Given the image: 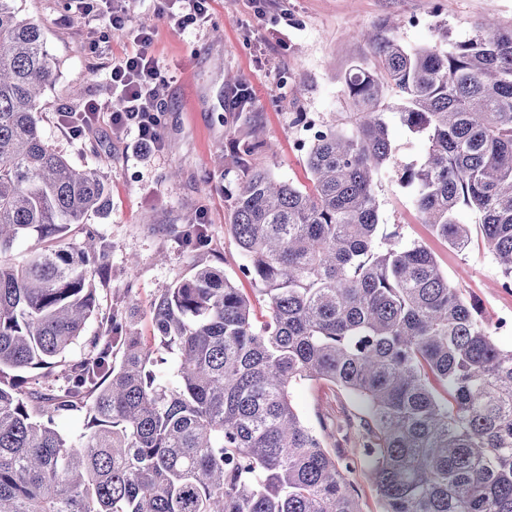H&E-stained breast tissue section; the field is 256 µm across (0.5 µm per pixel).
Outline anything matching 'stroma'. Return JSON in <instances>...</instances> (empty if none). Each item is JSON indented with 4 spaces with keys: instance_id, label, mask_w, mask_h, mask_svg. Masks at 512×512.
<instances>
[{
    "instance_id": "35a3bbf8",
    "label": "stroma",
    "mask_w": 512,
    "mask_h": 512,
    "mask_svg": "<svg viewBox=\"0 0 512 512\" xmlns=\"http://www.w3.org/2000/svg\"><path fill=\"white\" fill-rule=\"evenodd\" d=\"M67 0H16L23 15L42 21L58 76L42 99L43 138L69 163L102 172L109 206L86 223L75 225L74 241L94 233L111 243L110 269L97 277L99 312L109 313L136 300L140 335L152 334L151 306L162 293L188 278L196 267L212 266L251 294L257 314L266 307L254 283L243 276L246 263L230 230L236 190L252 171L310 188L306 167L308 124L324 126L347 118L345 76L356 64L374 66L376 58L360 33L400 20L398 36L408 47L434 43L439 29L452 42L471 38L484 20L512 27V0H213L212 20L175 31L156 17L157 0H126L132 28L151 18L156 31L152 52L164 81L160 99L165 109L159 150L139 152L133 130H113L109 68L113 56L130 50L125 37L111 35L108 16L97 23L109 33L103 54L90 52L83 19L66 8ZM265 12L257 21L256 12ZM233 74L253 93L249 108L231 110ZM103 105L97 128L72 139L63 113L85 102ZM394 158L376 187L379 221L386 231H399L404 242L432 252L462 296L475 300L483 318L496 324L512 316V288L473 232L465 252H457L421 224L411 190L401 187L396 172L420 162L422 141L410 137L397 113L385 115ZM265 146H253L254 130ZM251 152H243L244 144ZM204 218L202 246L188 244L184 225ZM304 420L319 426L356 413V402L324 383H307L293 393Z\"/></svg>"
}]
</instances>
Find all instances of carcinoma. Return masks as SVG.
<instances>
[{"label":"carcinoma","mask_w":512,"mask_h":512,"mask_svg":"<svg viewBox=\"0 0 512 512\" xmlns=\"http://www.w3.org/2000/svg\"><path fill=\"white\" fill-rule=\"evenodd\" d=\"M0 0V512H360L355 459L380 512H512V347L425 247L378 235L375 187L393 153L386 96L426 142L398 170L422 223L462 252L475 215L512 288V28L441 47L366 33L376 65L346 75L354 126L317 130L311 189L263 170L230 218L266 319L219 270L199 267L153 303L102 318L111 245L68 242L107 209V184L39 129L56 64L43 24ZM34 240L26 258L12 252ZM63 382L34 390L27 374ZM324 381L354 396L361 440L300 416L291 393ZM85 412L79 439L55 420Z\"/></svg>","instance_id":"1"}]
</instances>
